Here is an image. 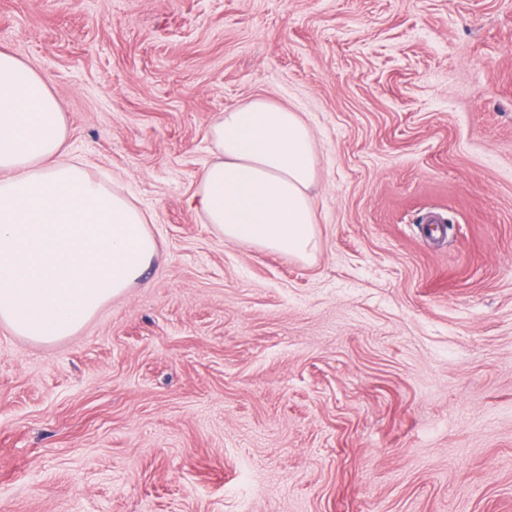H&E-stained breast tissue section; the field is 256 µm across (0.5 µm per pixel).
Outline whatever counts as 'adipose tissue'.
<instances>
[{
	"label": "adipose tissue",
	"mask_w": 512,
	"mask_h": 512,
	"mask_svg": "<svg viewBox=\"0 0 512 512\" xmlns=\"http://www.w3.org/2000/svg\"><path fill=\"white\" fill-rule=\"evenodd\" d=\"M193 203L226 242L313 262L317 146L303 113L256 98L218 113ZM66 124L43 78L0 52V323L74 335L143 278L151 215L62 151Z\"/></svg>",
	"instance_id": "obj_1"
}]
</instances>
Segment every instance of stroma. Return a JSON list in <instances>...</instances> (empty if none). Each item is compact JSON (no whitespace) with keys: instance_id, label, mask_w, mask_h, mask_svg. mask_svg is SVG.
I'll return each instance as SVG.
<instances>
[{"instance_id":"35a3bbf8","label":"stroma","mask_w":512,"mask_h":512,"mask_svg":"<svg viewBox=\"0 0 512 512\" xmlns=\"http://www.w3.org/2000/svg\"><path fill=\"white\" fill-rule=\"evenodd\" d=\"M0 51L157 243L0 324V512H512V0H0ZM254 98L313 129L314 264L194 208Z\"/></svg>"}]
</instances>
